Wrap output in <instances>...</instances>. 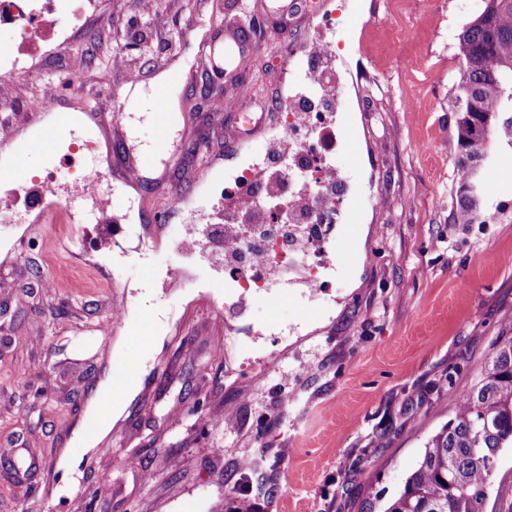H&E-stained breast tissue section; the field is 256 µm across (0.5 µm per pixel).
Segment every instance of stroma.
<instances>
[{
	"instance_id": "35a3bbf8",
	"label": "stroma",
	"mask_w": 512,
	"mask_h": 512,
	"mask_svg": "<svg viewBox=\"0 0 512 512\" xmlns=\"http://www.w3.org/2000/svg\"><path fill=\"white\" fill-rule=\"evenodd\" d=\"M100 2V20L80 28L55 19L74 35L37 50L33 74L0 78V121L17 138L66 112L99 131H67V152L46 140L23 161L27 188L53 182L43 205L0 183V512H383L512 318V144L500 134L474 222L450 219L457 43L482 0H316L284 38L271 36L277 17L262 0H155L160 27L144 24L137 0ZM337 7V160L351 194L336 279L225 309L222 265L205 247L184 250L182 228L209 223L225 181L279 130L272 113L237 127L252 102L233 85L288 103L308 43L327 31L322 11ZM248 11L256 50L225 67L224 27ZM117 47L124 68L101 67ZM76 60L79 91L53 94L31 120L30 100ZM116 92L136 109L114 126ZM414 96L423 106L407 111ZM162 111L179 153L154 128ZM144 153L153 167L128 180ZM85 171L99 193L71 195ZM265 319L287 335H250ZM121 360L135 382L115 392L101 447L85 448L88 397ZM198 406L235 421L202 426ZM356 458L361 471H349Z\"/></svg>"
}]
</instances>
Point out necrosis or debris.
I'll return each instance as SVG.
<instances>
[{
  "instance_id": "obj_1",
  "label": "necrosis or debris",
  "mask_w": 512,
  "mask_h": 512,
  "mask_svg": "<svg viewBox=\"0 0 512 512\" xmlns=\"http://www.w3.org/2000/svg\"><path fill=\"white\" fill-rule=\"evenodd\" d=\"M96 0H0V24L10 25L11 41H0V77L27 74L33 49L48 39L56 16H93ZM307 92L298 105L283 112L281 133L294 145L290 157V180L285 194H294L296 179L311 180L313 203L304 211H290L287 205L271 206L259 224L242 228L233 225H202L213 236L217 252L226 254L224 283L237 291V304L257 294L275 295L294 283L320 289L328 284L327 243L337 231L336 187L326 179L327 165L335 164L344 136L342 129H330L329 112L314 101L318 84L325 79L320 54L307 56Z\"/></svg>"
}]
</instances>
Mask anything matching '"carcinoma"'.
Returning <instances> with one entry per match:
<instances>
[{"label":"carcinoma","mask_w":512,"mask_h":512,"mask_svg":"<svg viewBox=\"0 0 512 512\" xmlns=\"http://www.w3.org/2000/svg\"><path fill=\"white\" fill-rule=\"evenodd\" d=\"M462 80L471 99L454 95L453 136L461 153L455 224H470L477 200L464 193L499 128L512 139V117L478 127L477 116L512 111V0H483L458 38ZM512 451V321L501 324L477 376L458 395L454 417L424 444L416 469L385 512H512V481H495Z\"/></svg>","instance_id":"carcinoma-1"}]
</instances>
